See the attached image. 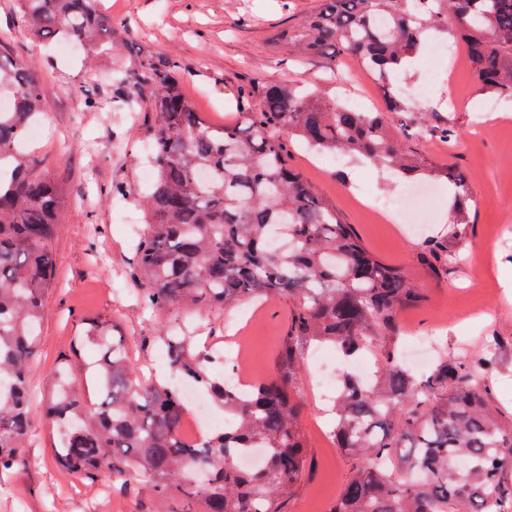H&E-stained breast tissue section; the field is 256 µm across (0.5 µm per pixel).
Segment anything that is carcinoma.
<instances>
[{"mask_svg":"<svg viewBox=\"0 0 512 512\" xmlns=\"http://www.w3.org/2000/svg\"><path fill=\"white\" fill-rule=\"evenodd\" d=\"M17 21L36 39L59 35L87 55L112 41V17L101 0H16ZM433 31L464 43L478 92L512 98V0H320L317 10L274 41L294 57L337 64L354 57L377 78L387 112H362L325 100L317 88L261 78L237 94L242 122L214 127L196 112L173 75L150 60L117 69L112 82L122 112H148L145 139L155 170L141 197L146 226L135 248L140 293L158 311L228 309L250 298L292 301L274 370L245 397L211 375L212 356L172 321L156 340L171 377L190 380L234 417L196 443L183 436L187 405L169 382L146 377L108 320L83 322L54 375L46 416L60 429L54 458L66 473H102L132 482L168 505L179 498L195 512H287L308 457L300 393L310 342L332 345L344 359L373 353L403 332L401 314L423 294L403 270L363 244L289 163L290 140L310 153H341L408 179L445 183L453 192L448 227L422 242L436 275L455 259L473 206L461 171L414 147L402 91V66ZM151 88L150 96L142 89ZM0 470L18 465L31 432V366L36 328L52 287L51 243L65 199L41 160L24 144L42 111L33 65L0 51ZM282 227L288 248L269 244ZM96 351L88 365L82 351ZM497 369L487 350L470 360L441 353L415 378L397 352L382 355L375 379L345 373L335 400L334 435L360 456L330 512H512V427L486 402L484 378ZM245 448H264L256 470L237 465Z\"/></svg>","mask_w":512,"mask_h":512,"instance_id":"1","label":"carcinoma"}]
</instances>
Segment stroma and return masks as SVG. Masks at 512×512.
<instances>
[{
	"instance_id": "35a3bbf8",
	"label": "stroma",
	"mask_w": 512,
	"mask_h": 512,
	"mask_svg": "<svg viewBox=\"0 0 512 512\" xmlns=\"http://www.w3.org/2000/svg\"><path fill=\"white\" fill-rule=\"evenodd\" d=\"M112 16L107 54L67 51L64 38L39 40L16 23L14 0H0V44L30 60L39 76L44 105L41 135L33 148L45 170L62 186L67 202L53 243L55 277L46 294L39 333L40 357L32 366L38 391L51 368L73 346L88 317L112 319L126 337L144 373L164 377L166 355L155 339L160 321L138 291L129 225L142 223L138 194L150 164L134 136L148 113L130 118L112 109L117 95L112 72L150 59L176 62L181 87L215 126L234 121L225 110L254 79L302 80L336 94V79L321 57L292 58L273 43L275 32L312 13L319 0H102ZM464 44L452 43L434 76L414 60L406 90L428 84V105L412 110L415 143L430 159L458 164L478 196L465 244L443 276H433L421 259V241L443 231L447 197L432 202L421 233L402 224H381L360 205L361 197H400L405 185L385 171L357 160L329 161L296 149L293 165L315 192L354 225L373 253L403 268L425 296L401 316L404 336L393 340L406 352L413 334L437 337L442 349L461 357L498 339V367L488 377V402L503 425H512V98L496 100L498 117L475 131L468 107L448 104V67ZM453 120L456 146L433 136L428 122ZM292 303L274 298L260 305L250 322L241 308L185 314L197 350L218 352L237 346L238 337L258 345L262 373L275 367V348ZM302 429L310 466L288 502V512H327L361 460L328 440L326 407L311 376H304ZM31 437L23 464L0 472V512H147L142 489L113 488L109 477L74 482L54 461L57 433L44 422L40 403L31 410Z\"/></svg>"
}]
</instances>
